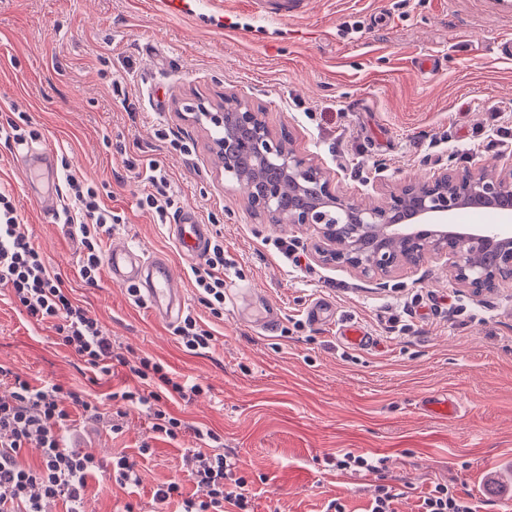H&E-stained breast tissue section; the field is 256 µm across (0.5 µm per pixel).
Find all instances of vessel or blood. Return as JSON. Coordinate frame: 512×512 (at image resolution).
I'll list each match as a JSON object with an SVG mask.
<instances>
[{"mask_svg":"<svg viewBox=\"0 0 512 512\" xmlns=\"http://www.w3.org/2000/svg\"><path fill=\"white\" fill-rule=\"evenodd\" d=\"M252 11L270 21H279L303 13L307 0H247ZM174 237L186 253L199 257L210 244L209 229L201 224L196 213L187 209L181 211L173 222ZM111 279L126 281L127 270L147 267L151 279L146 283V298L151 307L163 318H173L180 303L170 286V271L165 259L154 256L141 257L131 249L111 250L107 257ZM308 320L316 325H332L337 336L346 344L367 346L372 342L371 336L359 325L335 321L331 305L324 299L311 301L307 309Z\"/></svg>","mask_w":512,"mask_h":512,"instance_id":"vessel-or-blood-1","label":"vessel or blood"}]
</instances>
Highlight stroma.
Instances as JSON below:
<instances>
[{
  "label": "stroma",
  "mask_w": 512,
  "mask_h": 512,
  "mask_svg": "<svg viewBox=\"0 0 512 512\" xmlns=\"http://www.w3.org/2000/svg\"><path fill=\"white\" fill-rule=\"evenodd\" d=\"M512 37V16L493 0H312L307 15L273 23L241 0H195L189 14L160 0H0V125L33 131L46 150L23 172L16 148L0 143V188L14 196L31 241L72 299L100 320L116 361L108 383L55 343L0 287V365L32 382L60 383L100 402L103 418L72 410L73 447L108 461L136 460L141 482L122 488L109 473L90 479L85 512L156 508L157 486L184 475L194 427L212 429L251 483L255 512H369L380 489L397 512H419L436 485L478 512H512V290L473 295L453 287L442 263L405 269L386 286L315 261L309 230L273 226L245 205L240 186L214 161L207 130L184 121L194 94L249 97L273 131L361 202L381 200L400 182L432 176L449 159L489 165L512 152V58L497 46ZM432 58L436 67L423 69ZM134 111H125L122 98ZM156 160L179 205L194 210L224 242L223 316L194 287L196 258L169 224L138 207L146 183L127 161ZM384 164L376 174V164ZM94 183L123 218L103 251L130 246L168 262L183 311L213 336L210 349L186 352L175 325L142 296L101 275L86 284L80 244L56 210L67 174ZM302 258L285 259L279 239ZM328 301L337 319L374 336L347 346L306 317ZM273 321L274 331L260 323ZM160 361L180 383H200L193 400H168L188 424L176 440H151V420L107 393L136 380L138 357ZM447 398L458 412L432 402ZM125 409L121 432L107 411ZM149 453H141L143 443ZM348 451L383 458L374 475L326 464Z\"/></svg>",
  "instance_id": "1"
}]
</instances>
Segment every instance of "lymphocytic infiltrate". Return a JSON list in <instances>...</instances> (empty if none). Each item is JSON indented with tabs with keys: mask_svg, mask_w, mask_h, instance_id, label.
I'll return each mask as SVG.
<instances>
[{
	"mask_svg": "<svg viewBox=\"0 0 512 512\" xmlns=\"http://www.w3.org/2000/svg\"><path fill=\"white\" fill-rule=\"evenodd\" d=\"M136 178L146 181L147 192L138 205L167 220L176 207L169 182L156 162L137 170ZM70 196L76 203L66 223L83 249L82 278L96 283L103 266L102 241L121 218L101 203L97 187L80 177H66ZM196 288L211 314L224 313V243H211L202 266L193 268ZM0 287L27 316L38 323L52 324L57 345L78 357L97 375L112 372V338L98 319L75 303L58 275L52 274L40 252L21 224L12 194L0 190ZM140 386L122 392L121 400L139 405L151 419V430L168 439H177L186 424L172 416L165 398L200 393V384L184 386L174 381L166 367L154 358H140L131 366ZM0 380L9 388L0 399V512H54L64 504L65 512H82L87 481L97 471L108 468L121 486L140 482L136 463L127 456L103 462L67 446L66 432L71 407L97 416L98 407L88 395L60 384H31L20 374L0 366ZM36 455L37 465L25 464ZM189 480L205 491L201 497H187L182 485L168 481L157 486L153 498L165 504L179 500V512H254L248 481L237 473V463L221 452L206 454L187 449Z\"/></svg>",
	"mask_w": 512,
	"mask_h": 512,
	"instance_id": "lymphocytic-infiltrate-1",
	"label": "lymphocytic infiltrate"
}]
</instances>
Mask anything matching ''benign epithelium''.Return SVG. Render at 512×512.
Wrapping results in <instances>:
<instances>
[{
    "instance_id": "1",
    "label": "benign epithelium",
    "mask_w": 512,
    "mask_h": 512,
    "mask_svg": "<svg viewBox=\"0 0 512 512\" xmlns=\"http://www.w3.org/2000/svg\"><path fill=\"white\" fill-rule=\"evenodd\" d=\"M184 120L224 131V140L211 141V149L224 153L227 166L239 154L257 158L258 164L236 179L248 209L270 224L311 230L317 261L382 281L404 267L443 258L457 288L477 295L512 288V230L497 224H452L468 206L492 208L512 222V207L503 205L512 197V155L491 168L450 163L432 177L405 183L384 200L365 206L340 193L329 176L274 133L265 113L246 97L226 94L221 102L199 98L187 106ZM305 192L309 200L303 208L282 211L285 194ZM373 227L381 229L383 240L404 241L411 249L390 250L383 240L362 249L361 237ZM489 246L497 247L495 270L480 262Z\"/></svg>"
}]
</instances>
